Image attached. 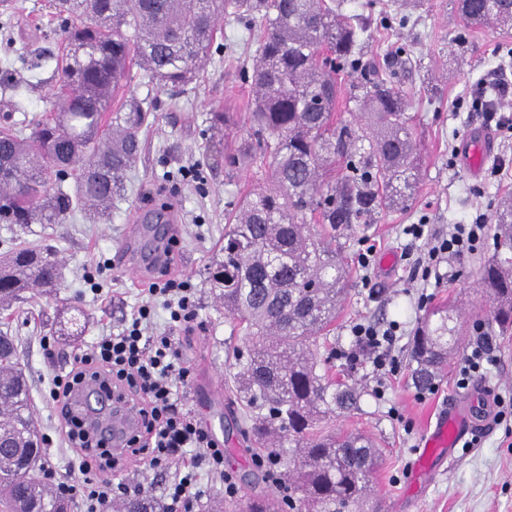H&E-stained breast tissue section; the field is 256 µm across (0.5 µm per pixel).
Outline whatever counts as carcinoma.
Masks as SVG:
<instances>
[{
	"mask_svg": "<svg viewBox=\"0 0 512 512\" xmlns=\"http://www.w3.org/2000/svg\"><path fill=\"white\" fill-rule=\"evenodd\" d=\"M346 0H54L69 20L57 54L62 80L52 109L31 133L0 125V223L61 224L76 209L98 223L125 190L128 170L152 125L145 85L185 88L210 59L222 19L244 23L254 47L250 138L224 152L229 170L259 181L229 202L224 247L208 271L249 349L235 347L244 393L243 432L268 449L288 477V497L251 499L247 512H371L381 457L369 437L326 430L357 408L360 393L318 358L346 293L350 269L338 232L370 224L411 200L420 170L407 98L396 72L365 58L368 19ZM484 23L512 28V0H462ZM360 76L338 96L336 75ZM359 113L356 122L341 111ZM68 170L73 188L59 173ZM495 252L479 270L488 327L512 331V204L492 217ZM35 288H61L55 250L24 241L0 254V315ZM463 326L448 306L426 315L410 341L411 379L434 386L459 350ZM45 454L28 380L12 337L0 333V512H72L40 477ZM124 512H164L135 497Z\"/></svg>",
	"mask_w": 512,
	"mask_h": 512,
	"instance_id": "cac0c4a2",
	"label": "carcinoma"
}]
</instances>
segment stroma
<instances>
[{
    "instance_id": "stroma-1",
    "label": "stroma",
    "mask_w": 512,
    "mask_h": 512,
    "mask_svg": "<svg viewBox=\"0 0 512 512\" xmlns=\"http://www.w3.org/2000/svg\"><path fill=\"white\" fill-rule=\"evenodd\" d=\"M16 3L18 16L8 22L0 18V124L21 123L47 111L50 90L60 79L53 59L61 41L60 19L51 15L47 0ZM408 14L406 24L374 31L364 52L380 71L396 70L397 83L408 95L407 111L420 141L421 178L409 206L348 230L351 286L330 342L338 349L349 347L350 329L362 321L382 325L395 320L403 334L394 349L396 368L383 380H376L369 364L334 358L337 379L363 394L359 408L341 415L336 424L372 436L383 452L374 478L379 512H512V333L494 337L497 365L464 386L458 383L461 357L449 361L432 391L415 388L409 367V338L430 309L458 305L468 327L480 312L478 271L493 254L494 228H487L476 253L441 263L436 277L424 272L427 238L445 235L455 224L474 223L480 215L491 217L501 199L512 195V135L490 123L485 112L473 110L471 98L494 74L512 80V29L475 28L467 30L465 40H457V32L465 28L452 0H424ZM220 27L219 52L185 91L146 89L139 84V69H131L138 95L154 97L156 119L143 135L125 195L114 203L108 220L90 224L76 214L62 224L22 228L0 223V252L17 240L47 243L56 250L62 288L51 297L28 293L13 307L8 334L29 380L33 420L44 439L43 462L61 470L69 453L60 445L48 379L68 370L75 352L120 331L146 301L141 283L115 265L114 254L141 226L145 214L163 204L173 208V262L153 269L150 278L159 283L173 277L189 281L196 318L183 327L159 305L145 332L180 336L193 374L183 389L184 406L223 443L225 472L238 487L232 501L242 510L254 495L277 496L281 490L263 479L256 443L239 432L243 409L228 348L242 345L243 339L233 333L207 283V270L224 244V210L250 179L245 171L231 179L224 174V141L244 139L245 126L224 135L211 127L216 107L246 111L249 84L243 74L253 64L252 54L244 50V24L224 19ZM401 47L406 53L397 67L393 60ZM482 135L489 139L492 157L476 176L461 158L467 138ZM495 167L501 170L496 177L491 174ZM407 224L424 225L425 239L404 235ZM366 244L374 246L377 255L393 254L394 264L363 270L358 256ZM60 319L76 324L80 335L67 345L55 343V355L49 359L41 342L53 335ZM465 395L472 398L477 413L488 415V424L470 432L451 460L419 473V451L436 417L451 400Z\"/></svg>"
}]
</instances>
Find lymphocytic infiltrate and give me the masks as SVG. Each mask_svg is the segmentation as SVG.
I'll list each match as a JSON object with an SVG mask.
<instances>
[{
  "mask_svg": "<svg viewBox=\"0 0 512 512\" xmlns=\"http://www.w3.org/2000/svg\"><path fill=\"white\" fill-rule=\"evenodd\" d=\"M188 282L168 280L164 286H151L150 299L131 316V322L119 333L98 337L86 350L74 355L65 374L53 375L49 397L59 407L58 432L72 456L65 472L48 471L56 491L68 498L80 499L84 512H101L113 493L135 491L151 496L152 486L128 487L114 473L116 460L104 440L90 437L80 421L66 413L65 407L78 385L88 377L103 379L117 391L120 399L132 404L141 424L128 441V457L148 461L150 467L166 471L176 469L163 494L164 512H194L205 495L200 468L223 473L224 448L202 421L181 406L178 388L187 384L190 369L186 365L178 337L164 333L147 336L142 323L151 314L150 300L163 296V305L176 322L194 317ZM399 327L390 324L380 329L359 323L352 329L356 355L369 359L375 370L393 366L389 349Z\"/></svg>",
  "mask_w": 512,
  "mask_h": 512,
  "instance_id": "f902f5d3",
  "label": "lymphocytic infiltrate"
}]
</instances>
